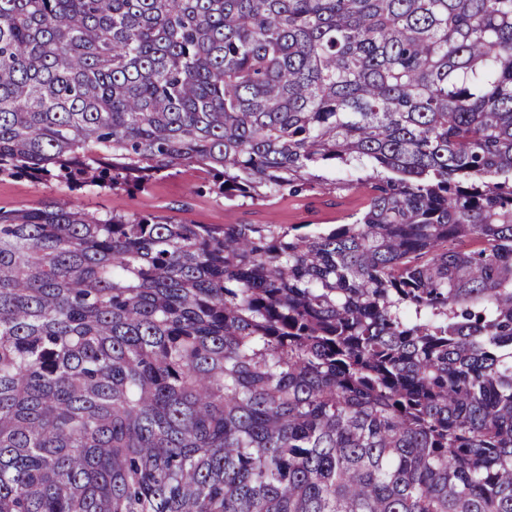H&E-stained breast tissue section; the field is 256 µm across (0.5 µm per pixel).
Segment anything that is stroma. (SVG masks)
<instances>
[{
  "instance_id": "35a3bbf8",
  "label": "stroma",
  "mask_w": 512,
  "mask_h": 512,
  "mask_svg": "<svg viewBox=\"0 0 512 512\" xmlns=\"http://www.w3.org/2000/svg\"><path fill=\"white\" fill-rule=\"evenodd\" d=\"M60 196L93 212L156 214L193 224H344L366 206L363 191L353 188L228 201L213 189L210 174L192 165L161 173L137 189L0 177V207L6 209Z\"/></svg>"
}]
</instances>
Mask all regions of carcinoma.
<instances>
[{
	"label": "carcinoma",
	"instance_id": "1",
	"mask_svg": "<svg viewBox=\"0 0 512 512\" xmlns=\"http://www.w3.org/2000/svg\"><path fill=\"white\" fill-rule=\"evenodd\" d=\"M346 224L0 209V512H512V0H0V177ZM66 196L89 211L156 214L193 224H345L366 206L362 190L316 189L300 196L224 200L196 166L164 172L139 189L78 186L27 176L0 177V206L12 209Z\"/></svg>",
	"mask_w": 512,
	"mask_h": 512
}]
</instances>
